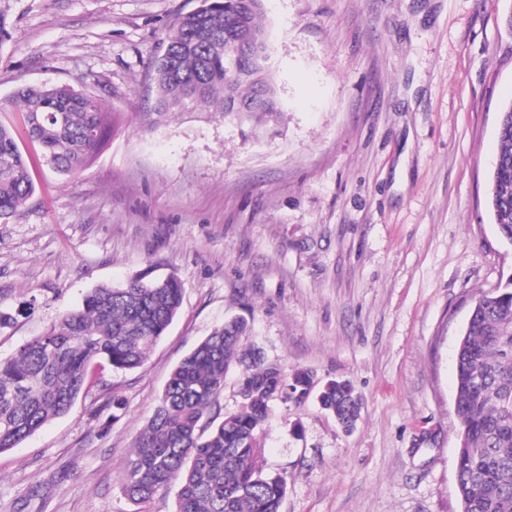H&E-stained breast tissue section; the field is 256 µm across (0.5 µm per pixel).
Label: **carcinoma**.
<instances>
[{
	"instance_id": "carcinoma-1",
	"label": "carcinoma",
	"mask_w": 512,
	"mask_h": 512,
	"mask_svg": "<svg viewBox=\"0 0 512 512\" xmlns=\"http://www.w3.org/2000/svg\"><path fill=\"white\" fill-rule=\"evenodd\" d=\"M165 42L153 63V124L196 106L236 120L248 137L277 121L263 0H204L173 24ZM11 104L22 108L25 132L41 146L46 165L69 179L109 134L98 99L67 85H24ZM497 135L489 207L499 237L512 245V100L502 107ZM33 193L28 159L15 132L0 124V222ZM181 302L173 277L100 285L1 359L0 452L66 414L89 390L95 369L142 367ZM246 329L243 320L225 322L171 371L126 463L122 489L133 503L172 491L174 512H280L287 481L266 471L259 426L274 398L301 402L314 379L307 369L288 378L260 349H241ZM455 364L461 512H512V277L473 299ZM234 366L241 369V405L219 421L214 410ZM319 402L346 430L362 408L348 380L327 382Z\"/></svg>"
}]
</instances>
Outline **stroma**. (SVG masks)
Returning a JSON list of instances; mask_svg holds the SVG:
<instances>
[{"mask_svg": "<svg viewBox=\"0 0 512 512\" xmlns=\"http://www.w3.org/2000/svg\"><path fill=\"white\" fill-rule=\"evenodd\" d=\"M199 0H0V103L24 84L99 98L112 131L76 180L0 110L35 191L0 223V358L99 285L175 276L177 317L133 371H96L64 416L0 453V512L139 506L124 467L173 367L225 321L243 347L363 398L344 431L316 398L259 429L282 512H461L455 350L472 299L512 277L488 206L512 98V0H264L275 128L217 112L153 124V61Z\"/></svg>", "mask_w": 512, "mask_h": 512, "instance_id": "1", "label": "stroma"}]
</instances>
